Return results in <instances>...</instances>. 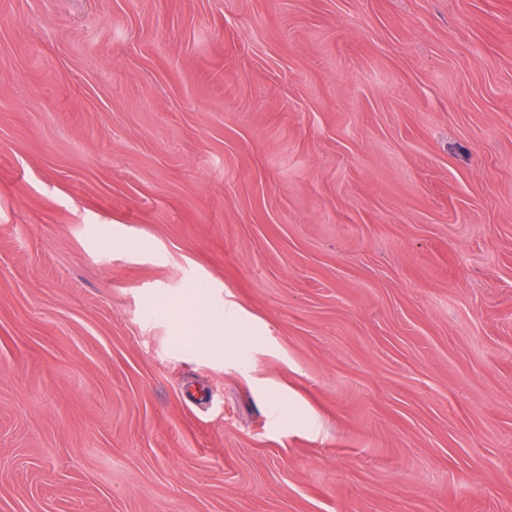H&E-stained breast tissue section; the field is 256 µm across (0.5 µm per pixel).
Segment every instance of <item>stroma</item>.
Listing matches in <instances>:
<instances>
[{
    "mask_svg": "<svg viewBox=\"0 0 512 512\" xmlns=\"http://www.w3.org/2000/svg\"><path fill=\"white\" fill-rule=\"evenodd\" d=\"M0 512H512V0H0ZM225 328L223 315H213L207 318L204 325L205 336H207L209 344L216 350L223 352L228 348Z\"/></svg>",
    "mask_w": 512,
    "mask_h": 512,
    "instance_id": "1",
    "label": "stroma"
}]
</instances>
